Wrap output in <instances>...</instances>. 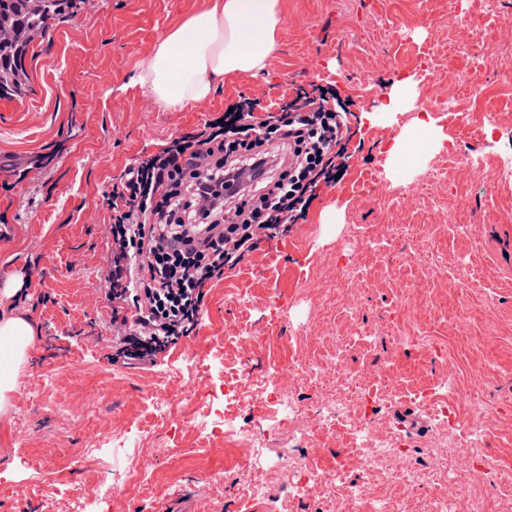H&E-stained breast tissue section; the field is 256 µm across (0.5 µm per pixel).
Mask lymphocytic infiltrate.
I'll return each instance as SVG.
<instances>
[{"label": "lymphocytic infiltrate", "mask_w": 512, "mask_h": 512, "mask_svg": "<svg viewBox=\"0 0 512 512\" xmlns=\"http://www.w3.org/2000/svg\"><path fill=\"white\" fill-rule=\"evenodd\" d=\"M344 125L301 94L263 119L234 108L125 167L106 203L107 297L138 313H112L124 359L154 362L193 331L207 285L302 215Z\"/></svg>", "instance_id": "lymphocytic-infiltrate-1"}]
</instances>
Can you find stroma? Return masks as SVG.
I'll return each instance as SVG.
<instances>
[{
	"label": "stroma",
	"instance_id": "obj_1",
	"mask_svg": "<svg viewBox=\"0 0 512 512\" xmlns=\"http://www.w3.org/2000/svg\"><path fill=\"white\" fill-rule=\"evenodd\" d=\"M271 67L220 83L204 105L159 107L135 81L137 64L202 0H84L50 21L25 59L28 93L0 100V283L24 281L22 303L34 350L0 415V512H224L251 449L198 428L211 385L254 363L303 391L293 362L340 359L371 372L393 393L369 411L378 437L414 448L445 438L418 394L454 382L477 392L483 410L461 409L454 437L479 424L483 451L503 471L466 459L455 467L467 490L493 507L512 481V183L494 162L512 159V0H284ZM498 49L494 64H479ZM461 97H488L487 112H443L448 75ZM411 98L383 111L396 81ZM320 89L346 110L343 152L311 192L288 232L262 241L206 290L195 331L154 363L124 364L112 341L106 296L112 184L126 166L202 128L227 107ZM432 120L410 159L390 157L394 138ZM429 234L434 267L392 225ZM473 226L472 235L458 225ZM360 285L337 287L344 265ZM164 403L167 414L155 412ZM130 431L141 443L122 467L105 441ZM269 459L308 456L343 469L366 500L391 499L423 512L451 495L441 483L402 494L389 473L326 433L270 435ZM318 499L276 483L247 512H317Z\"/></svg>",
	"mask_w": 512,
	"mask_h": 512
}]
</instances>
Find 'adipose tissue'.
<instances>
[{
	"mask_svg": "<svg viewBox=\"0 0 512 512\" xmlns=\"http://www.w3.org/2000/svg\"><path fill=\"white\" fill-rule=\"evenodd\" d=\"M282 21V0H204L157 41L135 80L162 108L199 106L218 82L269 68ZM22 288L19 278L0 286L1 414L34 345L35 329L17 302Z\"/></svg>",
	"mask_w": 512,
	"mask_h": 512,
	"instance_id": "1",
	"label": "adipose tissue"
}]
</instances>
